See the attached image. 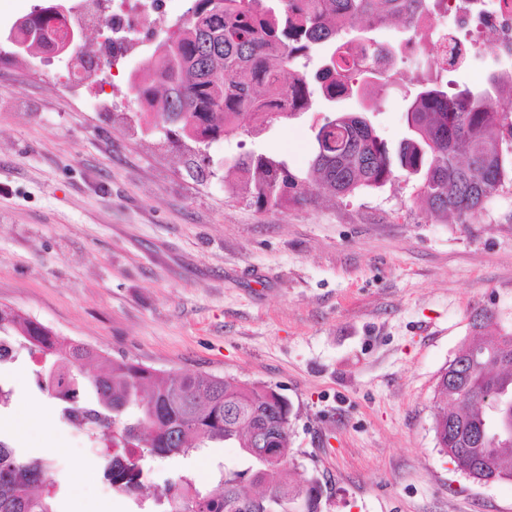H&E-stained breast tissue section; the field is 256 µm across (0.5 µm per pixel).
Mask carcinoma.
<instances>
[{"label": "carcinoma", "mask_w": 512, "mask_h": 512, "mask_svg": "<svg viewBox=\"0 0 512 512\" xmlns=\"http://www.w3.org/2000/svg\"><path fill=\"white\" fill-rule=\"evenodd\" d=\"M437 0H193L190 22L167 32L159 62L145 78L130 80L137 99L168 126L175 141L207 145L236 136L249 118L258 131L313 108L314 92L329 104L358 96L377 101L391 75L375 65L394 46L379 40L390 22L430 10ZM55 4L19 19L16 37L41 49L57 42ZM364 54L349 63L344 49ZM512 92V75L493 71L475 91L437 78L420 85L406 111L408 133L397 149L379 137L364 112L336 110L316 126L304 175L265 153L245 152L227 164L239 189L258 208L305 205L320 194L348 196L381 188L396 172L418 179V196L430 211L464 222L512 181V140L495 97ZM56 367L40 387L65 403L62 417L105 437L100 455L104 481L149 512H284L300 488L316 477L288 480L284 467L261 460L265 447L242 439L241 422L256 416L270 424L290 421L291 404L272 387L207 373L180 377L135 361L112 360L102 351L59 339L45 325L0 304V334ZM496 354L482 371L448 383L438 378L433 424L437 447L462 469L487 470L512 480V442L487 441L466 448L461 430L479 431L488 415L486 396L512 392V332L461 348ZM211 442L235 443L250 466L224 467L212 488L187 474L165 493L142 492L150 463L191 456ZM61 479L50 459L29 457L0 440V512H55Z\"/></svg>", "instance_id": "carcinoma-1"}]
</instances>
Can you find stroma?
Segmentation results:
<instances>
[{
  "label": "stroma",
  "mask_w": 512,
  "mask_h": 512,
  "mask_svg": "<svg viewBox=\"0 0 512 512\" xmlns=\"http://www.w3.org/2000/svg\"><path fill=\"white\" fill-rule=\"evenodd\" d=\"M190 5L160 0L161 27L134 33L95 103L62 63L0 44V304L113 359L271 386L292 406L293 464L321 480L323 512H512V481L455 470L433 430L436 379L474 315L512 331V184L465 224L431 213L402 177L290 208L232 191L224 161L246 151L305 173L316 110L212 142V174L198 177L127 90ZM422 74L400 66L372 115L390 146ZM35 370L23 350L0 364L13 390L0 440L65 472L59 512H138L97 483L95 438L60 419ZM22 413L36 421L26 436L5 424ZM241 463L218 445L148 481L161 493L188 472L208 486Z\"/></svg>",
  "instance_id": "stroma-1"
}]
</instances>
